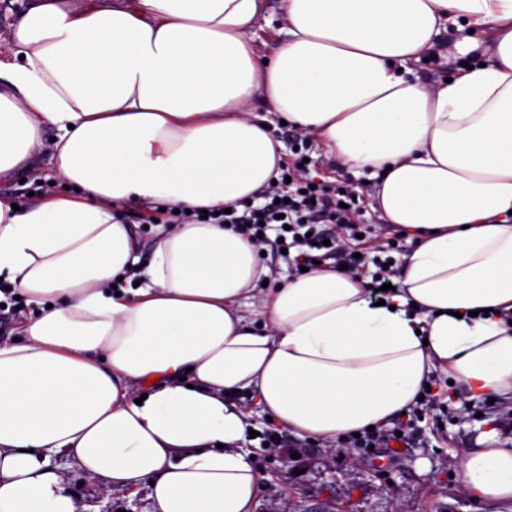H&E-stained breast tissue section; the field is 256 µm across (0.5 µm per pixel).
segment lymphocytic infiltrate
<instances>
[{
	"instance_id": "1",
	"label": "lymphocytic infiltrate",
	"mask_w": 512,
	"mask_h": 512,
	"mask_svg": "<svg viewBox=\"0 0 512 512\" xmlns=\"http://www.w3.org/2000/svg\"><path fill=\"white\" fill-rule=\"evenodd\" d=\"M294 143L293 157L280 166L283 180L244 202L242 208L214 216V223L239 225L254 244L293 251L292 264L297 268H309L318 261L334 269L346 266L348 275L357 276L366 264H374L371 286L376 299H383L381 287L390 283L395 271L355 241L364 230L357 219L359 192L340 181L312 182L302 166L305 136H296Z\"/></svg>"
}]
</instances>
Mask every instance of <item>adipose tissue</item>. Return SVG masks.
I'll use <instances>...</instances> for the list:
<instances>
[{"mask_svg":"<svg viewBox=\"0 0 512 512\" xmlns=\"http://www.w3.org/2000/svg\"><path fill=\"white\" fill-rule=\"evenodd\" d=\"M268 10L30 0L14 22L0 173L51 128L45 178L66 190L17 210L0 196V280L38 308L0 341V512H78L49 464L62 451L89 478L149 484L154 512H254L237 391L324 440L389 425L437 370L512 396V0H282L265 62L252 33ZM451 28L473 69L412 79ZM257 99L374 179L376 211L413 243L386 305L333 269L259 288L269 271L230 224L158 227L142 262L123 204L216 210L276 175ZM460 479L512 500V448L469 454Z\"/></svg>","mask_w":512,"mask_h":512,"instance_id":"1","label":"adipose tissue"}]
</instances>
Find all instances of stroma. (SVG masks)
<instances>
[{"mask_svg": "<svg viewBox=\"0 0 512 512\" xmlns=\"http://www.w3.org/2000/svg\"><path fill=\"white\" fill-rule=\"evenodd\" d=\"M308 146L311 175L361 187L364 218L381 227L378 211L370 206L371 182L335 166L319 139L309 138ZM47 161L42 154L29 170L1 174L0 195L25 202L30 195L51 193L52 185L35 176ZM431 393L436 409L415 407L406 414L409 445L397 452L293 435L268 420L252 394L240 393L256 433L245 448L261 477L256 512H315L319 507L329 512H512L511 500L495 505L478 501L458 477L472 451L512 443V399L499 398L487 407L485 399L470 397L461 383H450L441 372L431 381ZM50 465L69 491L78 492L79 512H152L147 489L132 492L88 479L65 452L52 456Z\"/></svg>", "mask_w": 512, "mask_h": 512, "instance_id": "35a3bbf8", "label": "stroma"}]
</instances>
